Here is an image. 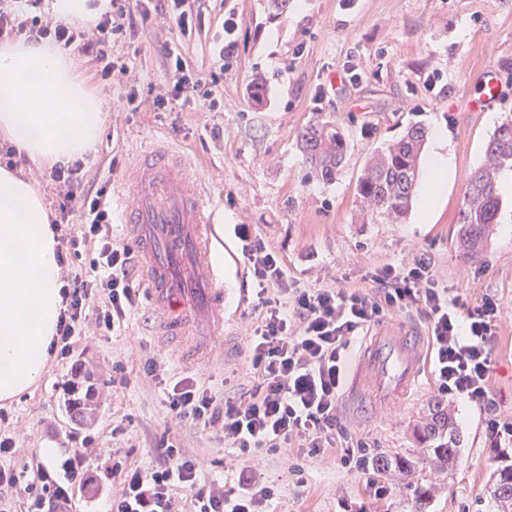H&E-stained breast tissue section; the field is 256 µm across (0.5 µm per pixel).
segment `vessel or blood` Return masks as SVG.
<instances>
[{
  "label": "vessel or blood",
  "mask_w": 512,
  "mask_h": 512,
  "mask_svg": "<svg viewBox=\"0 0 512 512\" xmlns=\"http://www.w3.org/2000/svg\"><path fill=\"white\" fill-rule=\"evenodd\" d=\"M189 158L150 143L134 158L117 195L137 246L143 281L162 335H224L223 272L213 260L209 198ZM423 340L410 328L377 330L353 373L371 399L408 396L424 370Z\"/></svg>",
  "instance_id": "b4317fda"
}]
</instances>
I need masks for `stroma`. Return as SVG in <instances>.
I'll use <instances>...</instances> for the list:
<instances>
[{
  "label": "stroma",
  "mask_w": 512,
  "mask_h": 512,
  "mask_svg": "<svg viewBox=\"0 0 512 512\" xmlns=\"http://www.w3.org/2000/svg\"><path fill=\"white\" fill-rule=\"evenodd\" d=\"M205 28L186 46L190 69L209 76L216 64L212 49L222 35L225 12L242 21L233 70L218 86L217 112L184 106L172 112L149 107L130 112L123 87L104 84L77 54L68 59L74 72L98 99L104 122L91 155L99 163L117 157L113 185H120L137 152L161 140L188 154L202 173V192L211 199L216 223L228 246L239 245V225L276 252L293 280L311 287H369L374 269L404 266L424 256L440 281L471 301L490 295L501 315L491 339L489 400L480 407L444 396L433 371L421 388L399 407L362 401L344 383L339 416L349 436L363 439L371 456L416 448V426L429 407L442 401L451 409L460 436V460L451 475L425 460L420 471L350 472L340 450L311 458L299 441L255 459H239L237 468L260 475L276 496L262 512H498L485 494L492 470L512 463V441L492 443L489 419L512 423V195H503L491 239L478 255L455 246L457 216L469 174L481 165L495 130L486 120L512 117V0H289L286 11L268 9L267 0H199ZM175 33L163 26L144 30L134 42L119 43L133 78L141 86L162 83L166 71L161 47ZM500 78L499 98L491 109L478 104L484 73ZM268 87V99L250 103L246 89L254 75ZM325 119L337 124L351 144L336 178L312 177L299 149L304 126ZM420 123L448 131L452 171L429 219L412 209L406 219L355 220L359 202L355 183L366 155L395 140L407 126ZM224 334L227 346H215L205 375L226 395L246 394L251 358L244 326L256 304L252 279L244 265L224 263ZM152 313L111 336H87L77 344L76 361L51 358L42 379L20 401L1 408L0 434H15L21 449L17 470L35 467L38 448L50 443L67 450L76 433L95 435L113 456L148 462L172 424L165 387L145 385L144 366L158 361L169 375L184 368L164 349ZM123 362L127 384H111L112 365ZM94 371L101 404L91 423L71 420L65 388L73 364ZM126 421L116 435L114 423ZM183 446L201 455L209 477L224 479V444L190 427L178 429ZM301 465L296 477L293 465ZM389 488L378 498L373 483Z\"/></svg>",
  "instance_id": "stroma-1"
}]
</instances>
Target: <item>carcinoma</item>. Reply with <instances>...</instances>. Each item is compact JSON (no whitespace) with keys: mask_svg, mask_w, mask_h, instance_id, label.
<instances>
[{"mask_svg":"<svg viewBox=\"0 0 512 512\" xmlns=\"http://www.w3.org/2000/svg\"><path fill=\"white\" fill-rule=\"evenodd\" d=\"M428 130L421 125L409 127L402 137L381 146L366 158L356 180V194L362 211L371 218L402 220L411 210L420 183L423 152ZM300 148L315 177L323 181L335 179L350 152V143L339 127L329 121L306 126L300 134ZM512 171V119L496 128L487 142L484 163L467 179L457 248L466 254L479 253L486 246L493 224L502 207L498 177ZM421 448L408 455L380 456L374 460L376 471L392 469L410 473L431 458L441 472L453 471L459 462L458 431L448 410L436 407L415 432ZM486 492L491 501L502 508H512V464L497 468Z\"/></svg>","mask_w":512,"mask_h":512,"instance_id":"1","label":"carcinoma"}]
</instances>
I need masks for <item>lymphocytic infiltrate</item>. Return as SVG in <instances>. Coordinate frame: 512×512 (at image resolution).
Returning <instances> with one entry per match:
<instances>
[{"mask_svg":"<svg viewBox=\"0 0 512 512\" xmlns=\"http://www.w3.org/2000/svg\"><path fill=\"white\" fill-rule=\"evenodd\" d=\"M156 16L167 20L179 40L164 49L168 80L154 106L171 110L193 104L218 111V79L204 81L183 56L184 43L205 26L197 0H112L90 33L18 4L0 7V42L23 36L76 50L95 77L108 83L129 72L126 60L112 52L115 43L132 39ZM86 169L77 159L49 172L57 197L55 224L63 229L57 253L66 268L51 348L63 360L72 357L82 337L119 331L142 305L133 249L112 228V192L107 183L87 180ZM239 235L258 300L249 343L254 385L248 395L231 397L195 378H181L165 398L178 423L210 432L238 457L277 451L295 437L306 441L308 456L325 454L345 434L337 407L346 351L389 308L414 310L427 319L440 393L478 406L487 402L489 342L500 318L495 299L471 303L451 295L424 257L376 269L374 294L306 287L291 279L279 256L251 238L247 228ZM161 443L164 452L155 463L113 460L108 512H258L274 496L272 487L244 472L231 488L207 479L196 454L175 439ZM17 452L14 436H0V505L18 499L25 512H69L68 482L81 477L86 460L101 450L94 440L72 438L63 477L40 468L29 481L10 464Z\"/></svg>","mask_w":512,"mask_h":512,"instance_id":"obj_1","label":"lymphocytic infiltrate"}]
</instances>
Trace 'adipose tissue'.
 Instances as JSON below:
<instances>
[{
  "label": "adipose tissue",
  "mask_w": 512,
  "mask_h": 512,
  "mask_svg": "<svg viewBox=\"0 0 512 512\" xmlns=\"http://www.w3.org/2000/svg\"><path fill=\"white\" fill-rule=\"evenodd\" d=\"M102 125L97 100L63 52L42 41L0 46V137L39 165L83 157ZM428 160L421 214L429 216L448 181L449 158ZM43 197L0 168V402L19 400L44 373L62 297L63 267Z\"/></svg>",
  "instance_id": "1"
}]
</instances>
